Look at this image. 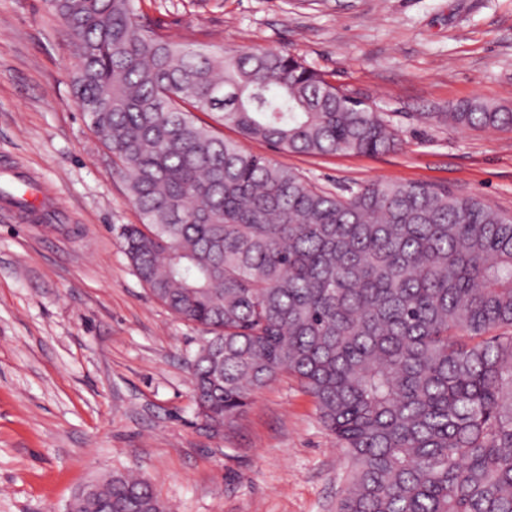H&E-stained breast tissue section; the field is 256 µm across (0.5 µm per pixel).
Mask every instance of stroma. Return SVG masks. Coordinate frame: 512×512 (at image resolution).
Masks as SVG:
<instances>
[{
	"instance_id": "obj_1",
	"label": "stroma",
	"mask_w": 512,
	"mask_h": 512,
	"mask_svg": "<svg viewBox=\"0 0 512 512\" xmlns=\"http://www.w3.org/2000/svg\"><path fill=\"white\" fill-rule=\"evenodd\" d=\"M175 41L277 49L386 113L383 155L246 150L339 191L374 181L477 196L512 214V130L416 121L478 98L512 105V0H143ZM75 58L44 0H0V184L40 182L44 209L0 198V512H65L114 470L176 512H335L346 452L296 379L281 375L214 437L186 356L202 331L156 300L119 229L139 223L112 153L73 92Z\"/></svg>"
}]
</instances>
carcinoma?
<instances>
[{
  "label": "carcinoma",
  "instance_id": "carcinoma-1",
  "mask_svg": "<svg viewBox=\"0 0 512 512\" xmlns=\"http://www.w3.org/2000/svg\"><path fill=\"white\" fill-rule=\"evenodd\" d=\"M47 2L141 218L119 232L129 263L206 332L187 359L198 415L230 425L288 374L351 459L336 512H512V217L421 184L317 189L194 113L309 155L395 150L384 113L289 52L178 43L141 0ZM417 120L512 129V109ZM98 501L168 512L128 471Z\"/></svg>",
  "mask_w": 512,
  "mask_h": 512
}]
</instances>
